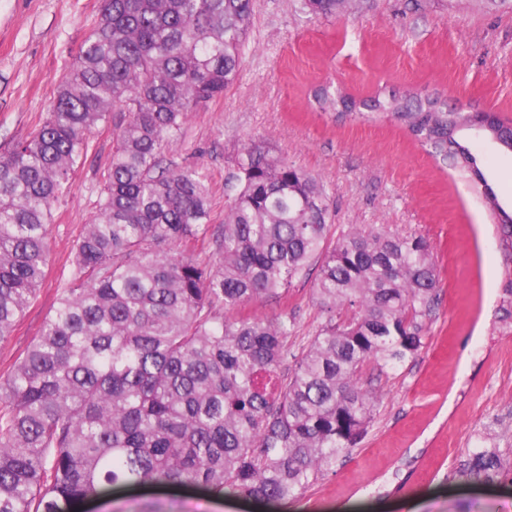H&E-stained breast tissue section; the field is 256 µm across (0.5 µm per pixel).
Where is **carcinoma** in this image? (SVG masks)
<instances>
[{
    "label": "carcinoma",
    "instance_id": "1",
    "mask_svg": "<svg viewBox=\"0 0 512 512\" xmlns=\"http://www.w3.org/2000/svg\"><path fill=\"white\" fill-rule=\"evenodd\" d=\"M301 2L322 17L348 4ZM253 14L254 0H100L45 119L0 152L2 340L46 277L47 224L92 134L125 115L70 282L0 383V512H61L103 482L294 498L365 436L379 403L365 367L393 368L426 345L439 289L429 241L384 225L330 237L325 184L259 147L236 161L218 260L196 254L210 184L164 166V153L237 79ZM313 101L339 120L392 118L471 178L506 262L499 312L511 320L512 214L469 141L512 152V131L413 88L355 99L319 87ZM316 259L312 300L329 318L295 354L287 319L237 311L281 298ZM511 470L495 448L469 451L470 476Z\"/></svg>",
    "mask_w": 512,
    "mask_h": 512
}]
</instances>
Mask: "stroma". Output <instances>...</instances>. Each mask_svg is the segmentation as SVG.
I'll return each instance as SVG.
<instances>
[{
  "mask_svg": "<svg viewBox=\"0 0 512 512\" xmlns=\"http://www.w3.org/2000/svg\"><path fill=\"white\" fill-rule=\"evenodd\" d=\"M99 0H0V151L27 138L46 115L78 53ZM357 97L411 85L449 104L512 122V0H361L317 19L300 0H255L239 76L186 121L164 154L172 168L205 173L213 226L224 222L229 175L256 145L319 177L330 192L332 234L385 224L429 239L440 272L438 303L416 358L365 379L383 401L353 454L282 502L281 512H512V472L475 483L460 472L476 441L512 458V363L501 350L512 323L499 319L504 260L495 228L467 179L429 154L399 123L339 122L314 111L311 86ZM111 113L95 147L52 211L54 261L25 316L0 341V381L37 335L85 224L99 212L101 172L112 153ZM472 152L502 206L512 211V155L473 140ZM313 276L245 316L288 315L299 341L326 316L311 299ZM75 512H267L243 495L200 488L102 486Z\"/></svg>",
  "mask_w": 512,
  "mask_h": 512,
  "instance_id": "35a3bbf8",
  "label": "stroma"
}]
</instances>
